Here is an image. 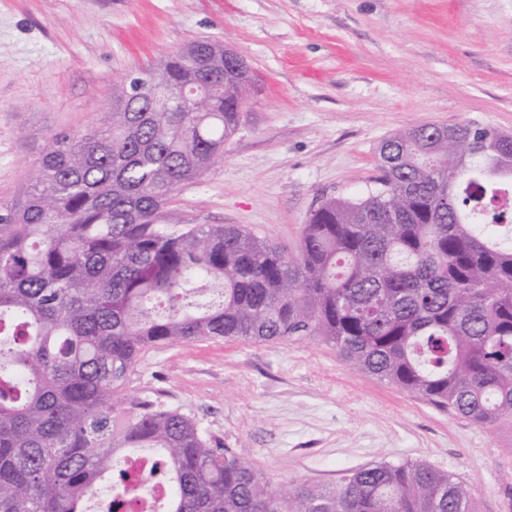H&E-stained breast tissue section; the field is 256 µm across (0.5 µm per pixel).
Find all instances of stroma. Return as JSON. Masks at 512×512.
I'll return each instance as SVG.
<instances>
[{
	"label": "stroma",
	"mask_w": 512,
	"mask_h": 512,
	"mask_svg": "<svg viewBox=\"0 0 512 512\" xmlns=\"http://www.w3.org/2000/svg\"><path fill=\"white\" fill-rule=\"evenodd\" d=\"M209 38L251 86L224 161L170 207L295 254L327 197L380 175L379 147L426 124L512 133V0H0V199L52 134L96 125L113 82ZM125 400L192 417L273 486L423 460L512 512V427L483 428L353 369L317 339L144 348Z\"/></svg>",
	"instance_id": "obj_1"
}]
</instances>
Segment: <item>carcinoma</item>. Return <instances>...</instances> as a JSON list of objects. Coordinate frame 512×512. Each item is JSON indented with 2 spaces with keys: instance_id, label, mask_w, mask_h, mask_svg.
<instances>
[{
  "instance_id": "obj_1",
  "label": "carcinoma",
  "mask_w": 512,
  "mask_h": 512,
  "mask_svg": "<svg viewBox=\"0 0 512 512\" xmlns=\"http://www.w3.org/2000/svg\"><path fill=\"white\" fill-rule=\"evenodd\" d=\"M192 42L112 84L93 127L53 134L37 175L0 200V512H473L425 461L381 462L337 487L270 489L177 410L123 407L155 343L320 338L357 371L470 422L512 425V135L475 122L399 132L378 187L327 198L297 254L168 209L224 157L249 70ZM211 287L216 305L187 302Z\"/></svg>"
}]
</instances>
